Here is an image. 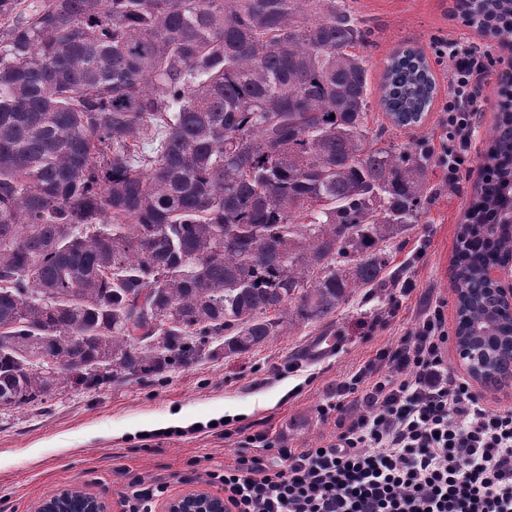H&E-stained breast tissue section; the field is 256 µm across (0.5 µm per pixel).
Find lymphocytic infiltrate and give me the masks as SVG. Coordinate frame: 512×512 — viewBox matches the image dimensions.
<instances>
[{
  "label": "lymphocytic infiltrate",
  "mask_w": 512,
  "mask_h": 512,
  "mask_svg": "<svg viewBox=\"0 0 512 512\" xmlns=\"http://www.w3.org/2000/svg\"><path fill=\"white\" fill-rule=\"evenodd\" d=\"M440 152L449 187L469 158L489 55L451 39ZM444 301L397 344L343 377L317 412L336 432L322 448H291L259 432L252 453L211 471L229 512H512V409L490 407L449 373Z\"/></svg>",
  "instance_id": "1"
}]
</instances>
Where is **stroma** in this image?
I'll use <instances>...</instances> for the list:
<instances>
[{"mask_svg": "<svg viewBox=\"0 0 512 512\" xmlns=\"http://www.w3.org/2000/svg\"><path fill=\"white\" fill-rule=\"evenodd\" d=\"M345 2L368 31L360 49L368 67V127L387 128L405 147L429 148L439 140L448 74L437 42L461 37L489 48V76L471 147L474 165L483 164L499 115L504 61L512 49L463 19L457 0ZM399 50L422 54L435 82L431 107L413 126H392L381 106L384 74ZM427 184L430 200L420 224L394 242L387 288L357 294L332 318L300 326L244 354L208 358L139 380L68 387L34 406L0 408V512H33L43 497L70 486L108 502L111 512H129L125 494L136 479L165 485L163 497L153 504L155 512L190 489L223 495L207 473L231 463L238 451L236 438H225L216 426L224 418L231 428L265 432L295 448L328 440L335 423L322 419L317 407L342 377L403 336L435 301H445L447 325L456 322L452 262L479 179L465 175L451 188L445 171L433 165ZM406 281L414 290L404 297L399 290ZM372 322L377 329L365 337L364 327ZM180 411L188 421L183 428L172 424ZM30 448L38 449L37 458L26 457Z\"/></svg>", "mask_w": 512, "mask_h": 512, "instance_id": "35a3bbf8", "label": "stroma"}]
</instances>
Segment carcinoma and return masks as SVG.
<instances>
[{
    "mask_svg": "<svg viewBox=\"0 0 512 512\" xmlns=\"http://www.w3.org/2000/svg\"><path fill=\"white\" fill-rule=\"evenodd\" d=\"M512 39V0H463ZM345 0H0V407L245 353L386 286L429 154L370 134ZM396 54L395 126L431 104ZM512 95L454 291L512 252ZM459 328L512 341L471 301Z\"/></svg>",
    "mask_w": 512,
    "mask_h": 512,
    "instance_id": "1",
    "label": "carcinoma"
}]
</instances>
